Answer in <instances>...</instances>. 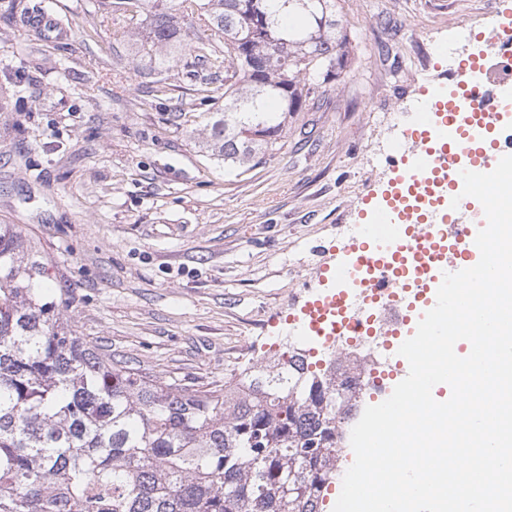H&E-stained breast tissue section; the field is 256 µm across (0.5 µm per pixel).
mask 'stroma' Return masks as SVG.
Wrapping results in <instances>:
<instances>
[{
    "label": "stroma",
    "mask_w": 512,
    "mask_h": 512,
    "mask_svg": "<svg viewBox=\"0 0 512 512\" xmlns=\"http://www.w3.org/2000/svg\"><path fill=\"white\" fill-rule=\"evenodd\" d=\"M0 0V224L40 241L48 285L98 352L186 385L223 383L298 341L286 319L359 223L369 184L448 80L439 48L512 0H346L352 65L288 142L242 172L210 160L183 64L165 93L136 75L133 38L103 0H24L69 31L48 40Z\"/></svg>",
    "instance_id": "1"
}]
</instances>
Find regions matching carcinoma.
<instances>
[{"label":"carcinoma","mask_w":512,"mask_h":512,"mask_svg":"<svg viewBox=\"0 0 512 512\" xmlns=\"http://www.w3.org/2000/svg\"><path fill=\"white\" fill-rule=\"evenodd\" d=\"M344 0H112L138 73L224 70L212 160L250 170L348 66ZM47 258L0 224V512H321L341 452L336 399L304 355L192 389L118 366L49 296Z\"/></svg>","instance_id":"cac0c4a2"}]
</instances>
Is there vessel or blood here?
Wrapping results in <instances>:
<instances>
[{
    "mask_svg": "<svg viewBox=\"0 0 512 512\" xmlns=\"http://www.w3.org/2000/svg\"><path fill=\"white\" fill-rule=\"evenodd\" d=\"M486 48L429 90L409 131L410 152L400 157L382 200L366 197L361 234L344 246V259L326 267L333 288L310 303L297 325L303 335L362 334L364 324L344 317L353 291H365L374 301L414 287L419 312L393 330L412 337L421 314L436 304L438 270L455 273L478 262L475 238L487 220L481 206L462 197L461 173L491 172L506 154L499 135L512 126V83L490 87L484 73L490 55L512 57V25L490 34ZM455 197L461 207H471L470 221L451 208Z\"/></svg>",
    "mask_w": 512,
    "mask_h": 512,
    "instance_id": "b4317fda",
    "label": "vessel or blood"
}]
</instances>
